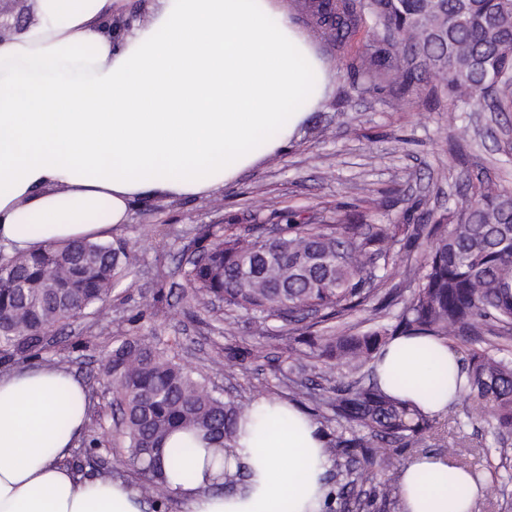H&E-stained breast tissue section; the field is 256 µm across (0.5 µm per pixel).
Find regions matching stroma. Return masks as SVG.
<instances>
[{
  "label": "stroma",
  "instance_id": "1",
  "mask_svg": "<svg viewBox=\"0 0 512 512\" xmlns=\"http://www.w3.org/2000/svg\"><path fill=\"white\" fill-rule=\"evenodd\" d=\"M343 96L348 102L340 111L336 103ZM450 110L447 92L433 79H423L404 97L387 86L354 94L343 73L285 153L265 158L211 196L147 197L136 203L117 233L135 259L115 282L109 302L72 323L42 354L91 392L88 427L106 440L96 473L140 479L119 446L112 392L98 381L104 358L123 334L176 344L183 364L204 377L215 395L244 403L276 398L317 413L329 387L348 376L343 363L310 372L316 388L303 398L269 366L235 365L224 354L257 346L273 356L289 349L299 357L308 352L305 339L318 335V327L264 322L243 313L228 316L221 303L202 305L185 294L180 261L204 228L220 233L228 224H271L290 211L307 219L359 214L370 224L413 225L445 213L458 200L463 181L489 178L512 188V112L478 106L453 127ZM475 412L472 402H458L415 447L378 446L386 462L376 480L361 486L374 500L373 512H400L399 504L379 499L378 493L382 484L395 483L399 467L414 455L443 452L452 444L461 462L485 467L495 439Z\"/></svg>",
  "mask_w": 512,
  "mask_h": 512
}]
</instances>
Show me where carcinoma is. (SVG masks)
Instances as JSON below:
<instances>
[{
	"label": "carcinoma",
	"mask_w": 512,
	"mask_h": 512,
	"mask_svg": "<svg viewBox=\"0 0 512 512\" xmlns=\"http://www.w3.org/2000/svg\"><path fill=\"white\" fill-rule=\"evenodd\" d=\"M317 37L336 48L352 90L386 84L406 95L427 75L448 91L450 117L474 106L512 112V0H294ZM372 52L351 53L360 33ZM426 237L423 259H404L402 281L389 268L395 246ZM184 272L203 304L224 299L228 311L299 324L310 316L334 321L306 354L312 362L342 360L352 370L386 344L385 336H452L472 345L463 357L462 393L481 403V417L499 438L512 434V190L483 181L432 224H363L346 216L307 224L290 212L277 228L227 224L203 230ZM133 254L121 243L73 241L0 260V362L38 357L49 332L59 333L104 304ZM383 264H378V261ZM409 296H404L403 284ZM402 304L391 327L362 336L345 316L378 315ZM232 362L274 363L262 349H229ZM103 384L122 426L127 462L143 488L163 491L150 448L178 428L194 427L224 447L248 405L221 398L177 361L174 347L142 336L125 338L105 359ZM341 431L330 447L341 468V512H368L356 491L378 466L375 442L409 448L430 429L418 408L375 384H339L325 400Z\"/></svg>",
	"instance_id": "1"
}]
</instances>
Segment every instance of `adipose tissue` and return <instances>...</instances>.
I'll return each instance as SVG.
<instances>
[{"label": "adipose tissue", "mask_w": 512, "mask_h": 512, "mask_svg": "<svg viewBox=\"0 0 512 512\" xmlns=\"http://www.w3.org/2000/svg\"><path fill=\"white\" fill-rule=\"evenodd\" d=\"M118 0H32L0 40V245L38 252L107 239L144 197L210 195L287 151L328 99L334 67L284 0H154L114 39ZM371 368L387 394L429 415L454 400L447 339L396 336ZM68 406V425L52 422ZM85 385L54 364L0 371V512H156L141 487L65 464L84 436ZM179 512H326L333 462L321 424L254 400L230 447L197 430L163 444ZM401 512H473L487 475L434 454L397 471Z\"/></svg>", "instance_id": "ef3b65f1"}]
</instances>
